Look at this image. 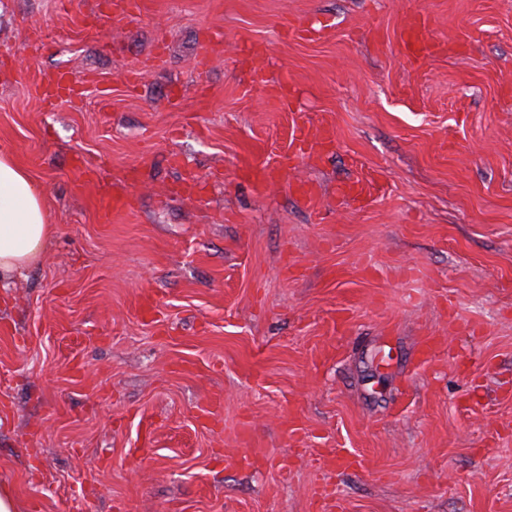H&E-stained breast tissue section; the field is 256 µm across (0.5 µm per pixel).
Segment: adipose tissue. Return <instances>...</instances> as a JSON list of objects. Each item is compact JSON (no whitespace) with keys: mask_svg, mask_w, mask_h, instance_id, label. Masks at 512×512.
Wrapping results in <instances>:
<instances>
[{"mask_svg":"<svg viewBox=\"0 0 512 512\" xmlns=\"http://www.w3.org/2000/svg\"><path fill=\"white\" fill-rule=\"evenodd\" d=\"M54 235L42 194L13 156L0 153V283L35 265Z\"/></svg>","mask_w":512,"mask_h":512,"instance_id":"obj_1","label":"adipose tissue"}]
</instances>
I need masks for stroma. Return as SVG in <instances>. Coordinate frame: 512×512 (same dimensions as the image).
Instances as JSON below:
<instances>
[{
  "instance_id": "1",
  "label": "stroma",
  "mask_w": 512,
  "mask_h": 512,
  "mask_svg": "<svg viewBox=\"0 0 512 512\" xmlns=\"http://www.w3.org/2000/svg\"><path fill=\"white\" fill-rule=\"evenodd\" d=\"M98 2L0 0V152L55 228L0 290L18 512H512V0ZM61 71L94 83L42 103ZM325 126L280 184L240 175ZM401 44L408 58L416 62L434 54L437 43L430 35L429 25L424 15L411 13L404 17ZM87 183H93L102 191L100 195V209L102 216L110 218L111 215L117 216L125 212L129 206L128 194L125 189L112 187V195L105 188V180L103 178H95L87 180Z\"/></svg>"
}]
</instances>
